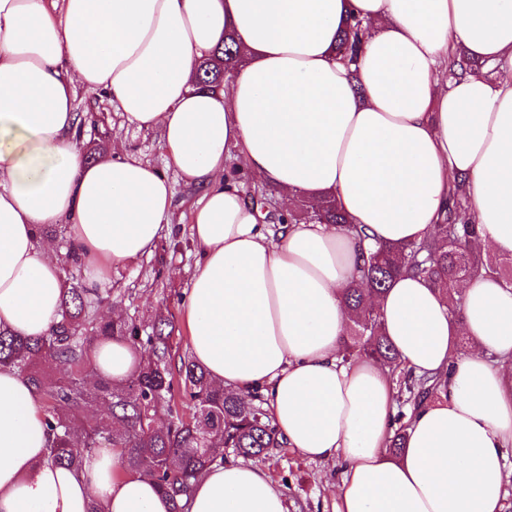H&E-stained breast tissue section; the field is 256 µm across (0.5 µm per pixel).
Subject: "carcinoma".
Segmentation results:
<instances>
[{
  "label": "carcinoma",
  "mask_w": 512,
  "mask_h": 512,
  "mask_svg": "<svg viewBox=\"0 0 512 512\" xmlns=\"http://www.w3.org/2000/svg\"><path fill=\"white\" fill-rule=\"evenodd\" d=\"M365 38V29L354 19L346 24L336 46V59L346 65L356 62ZM234 39L227 36L215 57L200 61L196 88L205 91L219 87L232 76L242 59L233 49ZM483 64L468 58L448 63L452 76L478 70ZM258 207L267 224H337L355 233L358 241L365 235L331 199L301 201L284 216L271 199L246 196ZM469 211V200L460 190V180L452 182L448 193L447 223L438 225L435 237L407 244L380 243L362 252V265L344 291V302L353 313L347 327L344 355H364L391 369L399 368L395 349L384 330L381 315L368 306L373 293L382 294L387 284L402 274L425 279L448 299L449 313L462 317L463 299L455 295L457 281L483 272L495 273L512 286V256L483 255L476 240L479 225L459 221ZM63 261L81 271L79 257L71 251L67 237L59 242ZM112 304V290H91L82 278L67 282L61 300V320L51 335L22 337L0 330V365L15 369L41 394L49 435L52 437L49 459L52 463L78 468L96 449L109 446L121 450L125 468L148 471L157 486L175 502L174 512H186L183 501L190 498L195 482L206 468L224 463V449L247 459L261 457L270 448L284 447L258 395L245 400L224 391L189 357L175 358L172 331L159 319L151 331L143 333L134 322L105 321L103 308ZM119 336L144 351L139 370L125 383L88 378L91 345ZM58 365L63 375L54 376L46 367ZM404 389L413 405L422 404L442 387L441 380L406 372ZM98 403L107 409V417L94 422L80 417L86 406ZM169 417L164 427L156 418ZM398 414L394 436L388 451L403 448L406 425Z\"/></svg>",
  "instance_id": "carcinoma-1"
}]
</instances>
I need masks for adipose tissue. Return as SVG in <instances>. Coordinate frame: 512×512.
Masks as SVG:
<instances>
[{"label": "adipose tissue", "mask_w": 512, "mask_h": 512, "mask_svg": "<svg viewBox=\"0 0 512 512\" xmlns=\"http://www.w3.org/2000/svg\"><path fill=\"white\" fill-rule=\"evenodd\" d=\"M367 27L355 68L335 58L349 16ZM232 35L244 63L223 87L194 86ZM494 76L447 78L456 50ZM123 124L159 134L167 170L112 145H78V91ZM275 187L283 208L335 197L373 242L432 237L462 177L481 245L512 256V0H0V329L50 335L61 269L40 227L63 224L87 287L153 251L173 222L172 177L199 192L197 261L183 321L196 363L224 389L259 392L301 457L341 464L336 512H503L512 486V287L464 282L463 319L422 278L377 299L402 368L448 378L450 395L396 410L388 368L344 359L343 290L361 263L346 228L264 232L229 164ZM474 348L458 352L459 337ZM94 377L124 383L141 353L91 350ZM37 390L0 367V512H173L119 450L81 468L49 462ZM190 512H287L266 467L229 461L195 483Z\"/></svg>", "instance_id": "ef3b65f1"}]
</instances>
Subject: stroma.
Instances as JSON below:
<instances>
[{"label":"stroma","instance_id":"obj_1","mask_svg":"<svg viewBox=\"0 0 512 512\" xmlns=\"http://www.w3.org/2000/svg\"><path fill=\"white\" fill-rule=\"evenodd\" d=\"M77 108L94 115L97 127L84 135L83 150H90L104 134L124 141L131 152L158 168L166 162L156 133L120 126L109 101L98 94L80 92ZM175 215L170 230L164 231L151 255L112 270L109 286L112 302L125 320L150 326L156 319H169L174 327L173 349L176 355L188 353L186 328L182 318V300L195 268L197 246L190 229V212L197 192L181 180L173 182ZM275 483L281 485L288 512H336V500L330 487L336 482V466L310 461L291 448H276L265 457Z\"/></svg>","mask_w":512,"mask_h":512}]
</instances>
